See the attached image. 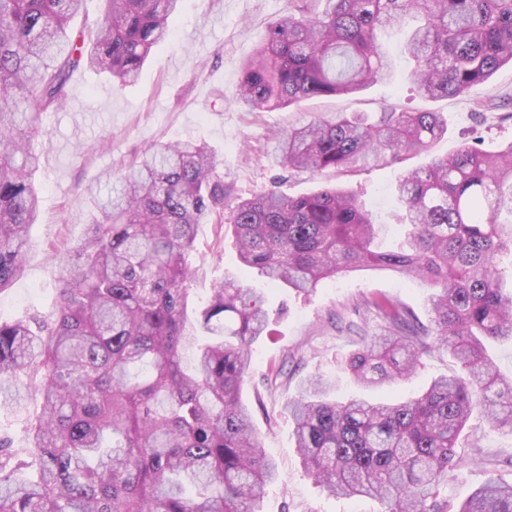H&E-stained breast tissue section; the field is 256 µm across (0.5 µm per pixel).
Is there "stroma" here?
Segmentation results:
<instances>
[{
    "mask_svg": "<svg viewBox=\"0 0 512 512\" xmlns=\"http://www.w3.org/2000/svg\"><path fill=\"white\" fill-rule=\"evenodd\" d=\"M288 0H182L169 41L154 48L136 83L119 86L89 70L74 74L69 104L43 118L34 141L40 167L34 175L40 214L30 229L23 270L0 292V320H42L55 310L63 276L61 260L88 232L92 208L86 189L105 171H119L144 149L186 139L206 143L224 162L227 205L246 199L283 177L282 190L291 196L337 185L355 192L382 226L385 241L399 233L401 207L394 195L398 178L425 166L430 155L444 156L462 144L478 143L488 153L512 142V65L501 67L467 94L422 97L407 79L379 81L353 95L311 99L290 109L251 112L229 104L241 75V64L263 39L268 25L287 15ZM480 101L497 102V109L475 113ZM437 112L448 123L431 154L391 158L345 171L314 174L285 171L273 163L276 134L304 123L311 116L344 112ZM196 297L206 298L213 282L232 274L266 298L270 334L252 347V364L242 400L252 412L266 453L276 462L279 477L269 484L259 512H381L371 498H347L327 493L306 473L295 447L293 424L283 411L289 396L311 374L333 384V398L358 395L359 386L344 372L352 351L355 325L376 329L352 313L367 298L390 299L410 307L428 321L433 292L423 280L381 269L342 273L322 281L305 294L265 282L257 271L242 268L224 228L199 225L189 256ZM457 361L446 353L423 357L415 375L368 391L375 401H403L417 395L432 379L458 373ZM478 440L483 457L449 476L441 494L449 504L464 501L486 478L487 467L512 484V433L491 430L482 413H473L460 438L458 451L471 455Z\"/></svg>",
    "mask_w": 512,
    "mask_h": 512,
    "instance_id": "obj_1",
    "label": "stroma"
}]
</instances>
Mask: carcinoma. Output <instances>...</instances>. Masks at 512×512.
<instances>
[{"mask_svg": "<svg viewBox=\"0 0 512 512\" xmlns=\"http://www.w3.org/2000/svg\"><path fill=\"white\" fill-rule=\"evenodd\" d=\"M94 38L73 33L84 0H0V292L21 271L39 196L32 146L42 115L63 107L74 71L134 82L172 33L181 0H103ZM290 0L242 65L234 103L250 111L357 93L395 76L378 32L420 21L405 50L426 98L461 96L512 64V0ZM447 132L437 112L338 113L280 136L275 164L312 173L374 156L423 154ZM93 198L87 236L64 263L50 319L0 321V405L41 398L27 418L31 462L0 440V512H257L277 469L241 391L252 344L269 326L262 296L234 276L195 301L187 256L200 224L224 219L223 163L187 140L148 148ZM395 193L404 234L380 250V225L357 196L272 186L239 201L230 231L242 265L310 293L341 272L375 268L436 287L429 324L388 300H366L380 331L359 332L345 370L366 386L415 373L449 353L461 372L416 398L328 399L307 381L285 410L308 475L329 493L370 497L384 512H448L439 497L467 465L457 452L471 413L512 432V379L488 345L512 340V143L464 145L406 172ZM203 336L194 363L182 350ZM455 512H512V485L489 475Z\"/></svg>", "mask_w": 512, "mask_h": 512, "instance_id": "obj_1", "label": "carcinoma"}]
</instances>
